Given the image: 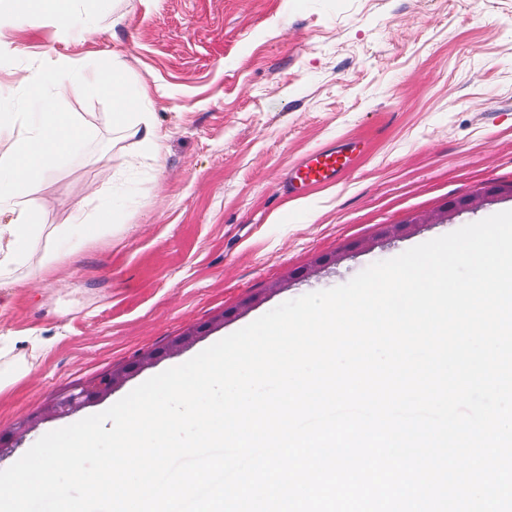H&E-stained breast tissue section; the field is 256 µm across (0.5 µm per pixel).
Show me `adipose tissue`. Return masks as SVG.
Wrapping results in <instances>:
<instances>
[{
  "instance_id": "obj_1",
  "label": "adipose tissue",
  "mask_w": 512,
  "mask_h": 512,
  "mask_svg": "<svg viewBox=\"0 0 512 512\" xmlns=\"http://www.w3.org/2000/svg\"><path fill=\"white\" fill-rule=\"evenodd\" d=\"M40 17L63 31H94L90 16L81 13L75 0H0L1 20L31 24ZM78 81L111 95L114 125L136 129L144 149L155 156L160 153L164 136L151 113L145 112L141 93L130 89L120 63L89 74L71 59L59 57L28 69L19 84L27 99L38 102V111L27 112L14 105L0 108V136L14 138L12 149L0 152V212L11 216L9 223L0 225V277L24 261L37 237L46 258L45 273H52L63 259L59 249L63 232L55 229L42 234L46 205L34 202L31 194L57 161L79 149L84 139L81 126L57 108L58 99Z\"/></svg>"
}]
</instances>
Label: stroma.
Wrapping results in <instances>:
<instances>
[{
	"instance_id": "1",
	"label": "stroma",
	"mask_w": 512,
	"mask_h": 512,
	"mask_svg": "<svg viewBox=\"0 0 512 512\" xmlns=\"http://www.w3.org/2000/svg\"><path fill=\"white\" fill-rule=\"evenodd\" d=\"M97 37L0 23V85L64 56L119 59L165 135L161 158L112 126L110 100L71 86L61 111L82 149L39 183L48 228L117 203L94 238L40 247L0 284V435L49 401L146 351L111 395L25 436L100 413L280 304L512 210V0H82ZM341 140L365 149L335 184L292 196L288 170ZM499 194H490V187ZM478 196L474 208L449 202ZM433 224H414L419 215ZM411 223L381 238L385 224ZM332 259L310 278L314 259ZM197 330L172 352L169 342Z\"/></svg>"
}]
</instances>
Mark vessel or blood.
<instances>
[{"label":"vessel or blood","instance_id":"b4317fda","mask_svg":"<svg viewBox=\"0 0 512 512\" xmlns=\"http://www.w3.org/2000/svg\"><path fill=\"white\" fill-rule=\"evenodd\" d=\"M354 162V148L348 143L315 150L290 171L287 188L291 194L298 196L308 187L336 183Z\"/></svg>","mask_w":512,"mask_h":512}]
</instances>
